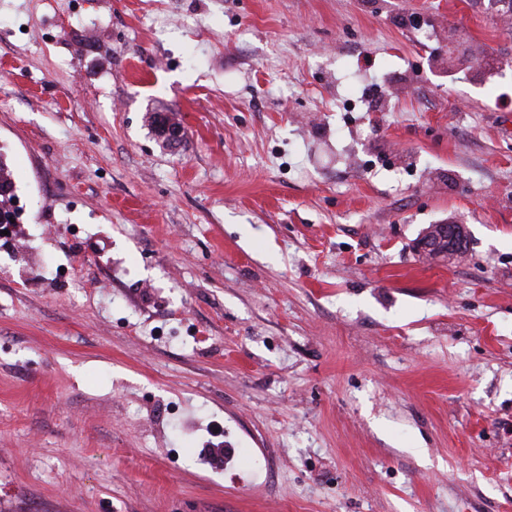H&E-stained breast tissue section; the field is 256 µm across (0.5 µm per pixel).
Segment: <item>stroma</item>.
Masks as SVG:
<instances>
[{"label": "stroma", "mask_w": 512, "mask_h": 512, "mask_svg": "<svg viewBox=\"0 0 512 512\" xmlns=\"http://www.w3.org/2000/svg\"><path fill=\"white\" fill-rule=\"evenodd\" d=\"M0 163V512H512V17L0 0ZM442 227V236L447 237L443 239L444 243H448V258L445 261L449 262L458 256L459 250L468 245L469 231L466 225L449 222L447 224H437Z\"/></svg>", "instance_id": "35a3bbf8"}]
</instances>
